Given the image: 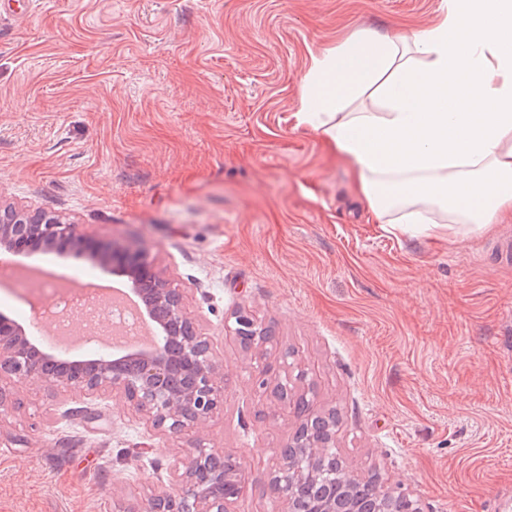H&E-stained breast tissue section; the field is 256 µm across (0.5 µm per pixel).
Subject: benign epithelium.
<instances>
[{
	"label": "benign epithelium",
	"mask_w": 512,
	"mask_h": 512,
	"mask_svg": "<svg viewBox=\"0 0 512 512\" xmlns=\"http://www.w3.org/2000/svg\"><path fill=\"white\" fill-rule=\"evenodd\" d=\"M90 243L81 225L55 214L0 204V248L17 253L82 248ZM103 271L115 270L131 279L132 293L141 283L151 285L145 295L149 314L158 315L164 351L118 361L108 353L80 363L55 361L35 347L31 334L0 315V381L14 378L36 381L51 390L75 392L85 398L109 391L122 393L126 402L146 418L152 428L168 434L193 436L224 409V366L211 341L187 311L182 289L174 286L169 271L148 258L144 248L114 242L95 253ZM231 332L246 349L267 355L271 337L262 322L242 310L233 314ZM291 353H281V372L272 377L263 366L254 376L258 403L273 394L281 404L306 401L296 413L300 424L291 442L278 453L270 486L282 503V512H300V488L315 490L336 484V470L324 459L336 457V411L326 410L312 391L305 390L307 371L288 370ZM222 456L196 438L171 467V481L149 501L148 512H235L248 482L247 467L231 470L216 462Z\"/></svg>",
	"instance_id": "obj_1"
}]
</instances>
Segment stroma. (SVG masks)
<instances>
[{
  "instance_id": "1",
  "label": "stroma",
  "mask_w": 512,
  "mask_h": 512,
  "mask_svg": "<svg viewBox=\"0 0 512 512\" xmlns=\"http://www.w3.org/2000/svg\"><path fill=\"white\" fill-rule=\"evenodd\" d=\"M442 0H34L0 7V202L134 242L171 273L224 364L202 436L249 469L236 512H280L269 485L292 414L263 412L278 349L335 410L336 450L425 512H512V265L482 233L377 223L356 174L297 112L314 54L355 29L419 31ZM73 277L89 251L27 259ZM271 325L266 358L227 337ZM0 512H146L190 441L109 392L9 381Z\"/></svg>"
}]
</instances>
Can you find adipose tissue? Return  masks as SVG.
I'll return each mask as SVG.
<instances>
[{"instance_id": "1", "label": "adipose tissue", "mask_w": 512, "mask_h": 512, "mask_svg": "<svg viewBox=\"0 0 512 512\" xmlns=\"http://www.w3.org/2000/svg\"><path fill=\"white\" fill-rule=\"evenodd\" d=\"M298 122L351 164L378 223L487 230L512 212V0H442L421 32L324 48Z\"/></svg>"}]
</instances>
